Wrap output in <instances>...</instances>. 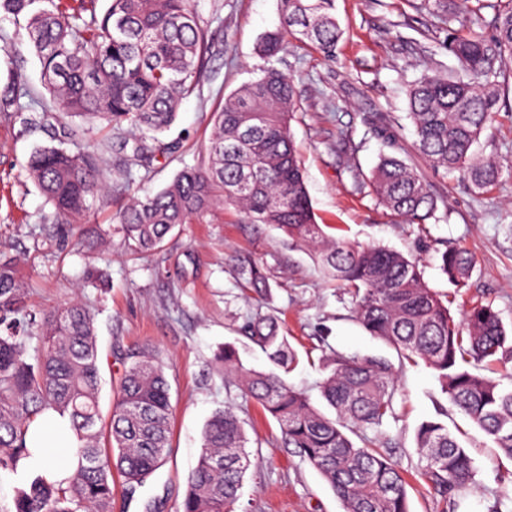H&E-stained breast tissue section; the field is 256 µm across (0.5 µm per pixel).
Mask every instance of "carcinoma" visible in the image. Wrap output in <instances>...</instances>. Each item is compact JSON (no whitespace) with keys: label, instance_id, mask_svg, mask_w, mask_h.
<instances>
[{"label":"carcinoma","instance_id":"cac0c4a2","mask_svg":"<svg viewBox=\"0 0 512 512\" xmlns=\"http://www.w3.org/2000/svg\"><path fill=\"white\" fill-rule=\"evenodd\" d=\"M77 2V7L60 0L36 9L35 0H0V7L25 19L56 105L53 113L35 111L30 128L51 126L55 113L125 122L145 133L134 142L133 161L147 164L169 153L157 134L173 124L180 100L199 88L211 49L193 0H109L102 15L96 0ZM278 2L282 28L262 37L259 55L275 56L290 38L326 57L336 50L342 30L335 0ZM419 9L447 32V49L463 76L432 71L408 84L414 147L434 167L456 172L485 191L497 181L500 164L480 158L474 146L499 116V74L492 61L512 57V0L496 13L489 40L472 27H452L460 9L456 0H420ZM26 96V81L18 73L0 92V110ZM295 103L293 79L274 68L231 93L217 109L214 132L202 147L207 163L182 169L170 186L117 213L115 230L124 247L133 253L154 251L177 225L205 222L226 205L251 224L281 230L310 250L328 279L349 290L354 318L369 335L404 360L423 361L449 405L512 459V385L465 368L472 361L511 360L512 335L490 305H473L455 321L423 281L417 261L380 245L340 242L324 232L290 132ZM53 138L57 144L36 149L26 164L28 177L53 207L52 222L80 228L81 245L88 248L112 244L111 232L82 229L88 200L102 194L108 177L97 147L66 125ZM367 186L406 224H424L438 209L428 184L394 154L380 157ZM239 263L246 287L258 295L270 290L263 268L249 258ZM472 268L466 251L442 253V270L456 284H465ZM244 335L267 352L275 369L246 370L238 350L226 345L216 357L225 387H238L277 421L283 445L297 449L320 473L343 512H410L407 482L389 445L366 437L358 445L348 435L354 428H378L394 415L398 384L392 363L333 355L320 383L322 399L335 412L330 417L286 380L298 358L275 319L255 315ZM130 359L104 431L91 312L80 302L50 313L27 309L16 264L0 258V474L18 478L11 506L0 512H112L113 473L132 496L164 466L171 415L164 366L150 346ZM49 411L68 422L74 438V472L63 479L26 464L32 456L30 427ZM415 442L427 461V483L445 501L454 503L474 486L473 460L445 424L422 422ZM248 443L231 407L207 420L181 512H235L251 466Z\"/></svg>","mask_w":512,"mask_h":512}]
</instances>
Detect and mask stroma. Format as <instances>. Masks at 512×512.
I'll use <instances>...</instances> for the list:
<instances>
[{"instance_id":"35a3bbf8","label":"stroma","mask_w":512,"mask_h":512,"mask_svg":"<svg viewBox=\"0 0 512 512\" xmlns=\"http://www.w3.org/2000/svg\"><path fill=\"white\" fill-rule=\"evenodd\" d=\"M335 5L344 36L332 58L294 45L269 61L256 54L255 46L280 23L277 0H195L215 48L198 91L182 100L175 124L163 136L173 151L150 166L131 168L119 147L133 143L136 131L126 125L84 124L85 139L99 143L111 173L108 190L94 203L87 223L108 226L131 197L155 195L183 167L205 164L201 146L212 132L213 112L271 65L295 80L297 107L290 130L317 221L327 234L347 243L382 245L417 260L424 281L454 318L471 305L488 304L512 329V59L494 64L500 73V115L482 132L477 149L498 159L501 171L496 185L481 194L457 174L425 162L413 147L407 84L429 71L458 69L442 46L445 34L435 18L413 8L410 0H335ZM18 73L29 89L26 109L0 112V254L15 259L28 309L50 312L77 299L93 314L102 416L111 413L128 357L144 346L160 350L171 386L168 460L135 495L116 487L112 512H144L151 499L160 512H181L204 424L229 404L244 423L252 462L236 512H343L320 474L295 449L281 444L278 423L238 388H226L216 369L214 357L227 344L238 348L246 368L270 369L266 354L241 330L256 313L279 323L299 357L288 381L306 389L314 405L322 403L319 384L333 354L394 362L396 414L363 434L391 442L392 458L408 480L411 512L445 509L420 477L426 462L414 441L423 421L438 418L467 447L477 467L475 488L459 497L455 512H512V460L465 417L447 411L430 368L399 362L392 348L366 333L353 316L348 291L324 278L308 252L289 244L280 231L242 223L239 212L228 206L205 223L176 226L161 248L138 255L117 236L111 246L83 250L74 231L50 223L52 207L27 177L24 164L34 146L51 137L46 130L27 131V109L50 110L54 104L22 23L0 10V90ZM381 114L392 125L396 144L376 134L372 120ZM341 130L350 137L342 149L336 146ZM391 151L415 166L438 196L436 216L427 223H398L370 192L356 191V179L368 177L380 154ZM450 247L473 258L465 285L449 281L440 268L441 255ZM242 256L267 271L272 284L267 296L244 288L238 265ZM93 267L108 274L107 286L90 282Z\"/></svg>"}]
</instances>
